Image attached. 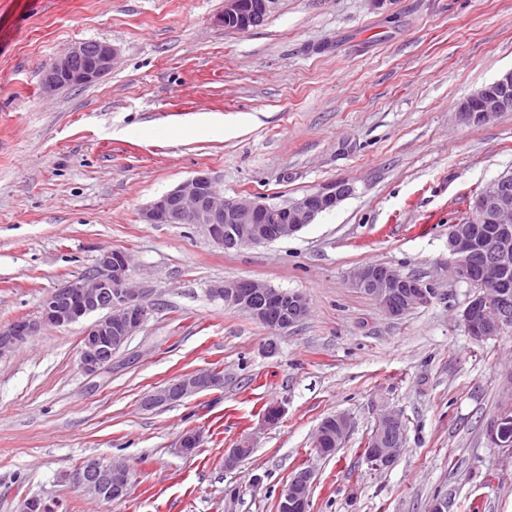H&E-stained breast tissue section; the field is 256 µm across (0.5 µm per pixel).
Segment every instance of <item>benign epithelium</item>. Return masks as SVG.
<instances>
[{
	"label": "benign epithelium",
	"mask_w": 512,
	"mask_h": 512,
	"mask_svg": "<svg viewBox=\"0 0 512 512\" xmlns=\"http://www.w3.org/2000/svg\"><path fill=\"white\" fill-rule=\"evenodd\" d=\"M277 0H224V11L217 22L226 31L245 32L260 26ZM118 50L107 42L90 40L72 44L54 59L45 71L42 87L46 92L60 88H81L111 71ZM495 91L484 88L469 96L476 109L462 104L455 117L462 124L485 123L500 112L512 111V70L494 81ZM352 188L344 182L328 183L291 204H275L247 197L226 198L207 172L181 182L153 200L142 212L148 224H192L204 228L210 239L230 250L243 245L261 244L287 238L299 232L321 213L335 208ZM475 223L448 227V249L457 280L470 284L474 292L462 312L468 334L481 341L512 323V290L508 272L512 270V177L502 175L492 181L470 203ZM130 256L116 249L99 254L95 269L78 276L45 295L35 319L20 318L0 328V357L25 343L45 327L63 328L96 314L84 331L79 367L89 376L112 363L130 336L146 321L151 310L149 289L131 280ZM353 287L373 297L380 308L395 318L406 311L430 303L432 288L418 278L403 276L383 264H367L354 270ZM213 297L250 317L265 320L268 305L282 309L275 326L280 333L296 327L309 313L307 297L299 292L280 291L251 279L226 281L210 289ZM221 372H190L181 375L145 397L144 405L154 407L181 401L211 390L223 383ZM502 408L488 429L493 445L504 438L503 423L509 420ZM401 417L384 414L377 428L375 448L368 461L374 467L391 466L403 439ZM74 485L110 501L127 490L126 467L90 459L76 469ZM310 482L301 470L281 493L283 512H307L302 489Z\"/></svg>",
	"instance_id": "1"
}]
</instances>
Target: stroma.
Masks as SVG:
<instances>
[{"mask_svg":"<svg viewBox=\"0 0 512 512\" xmlns=\"http://www.w3.org/2000/svg\"><path fill=\"white\" fill-rule=\"evenodd\" d=\"M224 0H0V327L93 269L133 257L153 310L90 377L85 322L47 328L0 358V512H277L299 470L309 512H512V454L486 428L512 401V332L473 340L472 287L450 268L448 226L512 172V112L458 124L463 98L512 69V0H278L263 25L227 32ZM81 40L119 58L95 83L45 93L44 68ZM225 197L290 204L342 181L351 194L286 239L227 250L143 209L197 172ZM381 263L434 288L400 317L354 288ZM252 279L310 300L280 334L211 295ZM275 354H267L268 343ZM222 387L147 409L180 375ZM284 414L263 420L270 404ZM400 414V455L364 448ZM350 430L330 456L322 420ZM200 433L193 454L179 446ZM250 437L252 453L225 468ZM125 464L123 500L77 488L88 459Z\"/></svg>","mask_w":512,"mask_h":512,"instance_id":"35a3bbf8","label":"stroma"}]
</instances>
